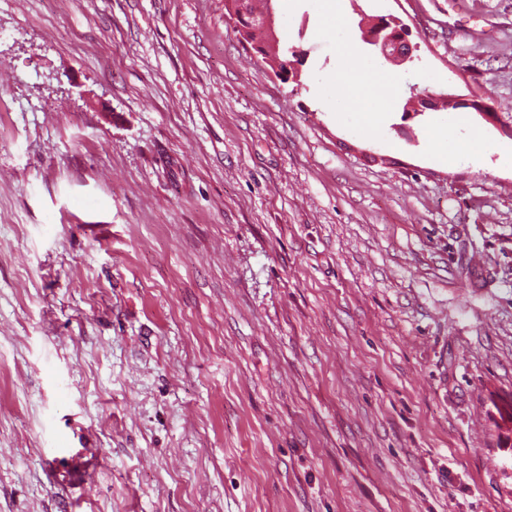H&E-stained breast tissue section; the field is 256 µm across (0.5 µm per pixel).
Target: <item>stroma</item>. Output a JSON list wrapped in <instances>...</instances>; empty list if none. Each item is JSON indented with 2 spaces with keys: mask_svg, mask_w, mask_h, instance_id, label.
Listing matches in <instances>:
<instances>
[{
  "mask_svg": "<svg viewBox=\"0 0 512 512\" xmlns=\"http://www.w3.org/2000/svg\"><path fill=\"white\" fill-rule=\"evenodd\" d=\"M273 7L298 77L224 0H0V512H512V0H344L382 102ZM364 42L374 47L382 56L398 63L412 58L415 47L407 39L408 35L399 29L390 30L383 20H379L369 30L361 27ZM432 147H434L441 155L448 157V160H459L461 158H471L479 154L478 150H468L462 146L460 140L456 138L441 139L430 141Z\"/></svg>",
  "mask_w": 512,
  "mask_h": 512,
  "instance_id": "35a3bbf8",
  "label": "stroma"
}]
</instances>
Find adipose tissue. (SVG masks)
Masks as SVG:
<instances>
[{
	"label": "adipose tissue",
	"instance_id": "obj_1",
	"mask_svg": "<svg viewBox=\"0 0 512 512\" xmlns=\"http://www.w3.org/2000/svg\"><path fill=\"white\" fill-rule=\"evenodd\" d=\"M336 19L338 63L332 74L336 83L347 84L375 99L388 98L397 84L396 74L383 65L365 61L357 51L348 31L341 0H324Z\"/></svg>",
	"mask_w": 512,
	"mask_h": 512
}]
</instances>
